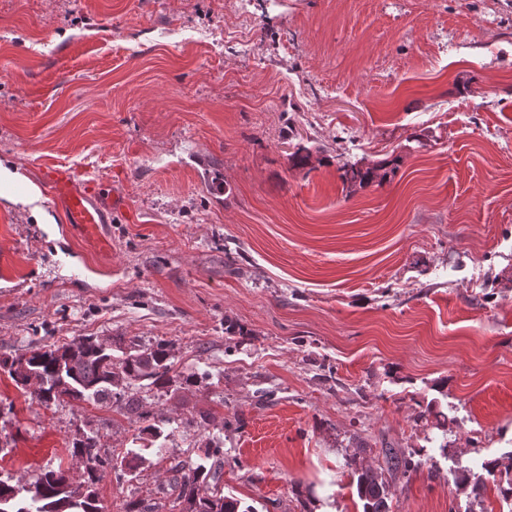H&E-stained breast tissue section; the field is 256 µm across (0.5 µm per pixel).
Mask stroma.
<instances>
[{
  "label": "stroma",
  "instance_id": "stroma-1",
  "mask_svg": "<svg viewBox=\"0 0 512 512\" xmlns=\"http://www.w3.org/2000/svg\"><path fill=\"white\" fill-rule=\"evenodd\" d=\"M0 160L53 218L0 198V360L164 341L175 375L140 392L159 450L0 369V475L82 428L143 459L105 512L187 458L242 512H363L355 460L398 448L389 512H512V0H0ZM48 165L124 194L110 245Z\"/></svg>",
  "mask_w": 512,
  "mask_h": 512
}]
</instances>
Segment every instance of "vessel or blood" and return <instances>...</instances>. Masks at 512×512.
Listing matches in <instances>:
<instances>
[{"mask_svg": "<svg viewBox=\"0 0 512 512\" xmlns=\"http://www.w3.org/2000/svg\"><path fill=\"white\" fill-rule=\"evenodd\" d=\"M46 189L72 226L98 227L118 205L116 197H102L97 189H78L69 171L53 166L44 172Z\"/></svg>", "mask_w": 512, "mask_h": 512, "instance_id": "1", "label": "vessel or blood"}]
</instances>
